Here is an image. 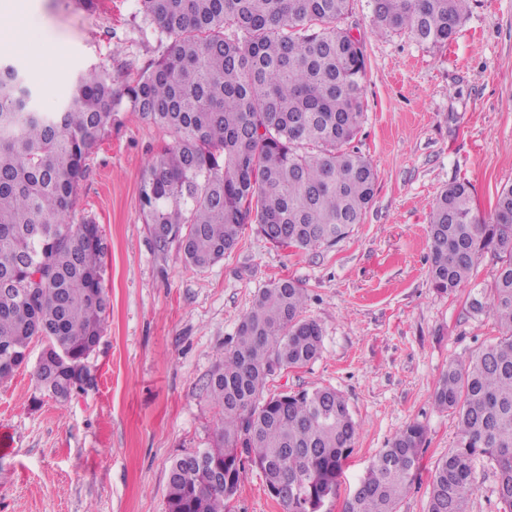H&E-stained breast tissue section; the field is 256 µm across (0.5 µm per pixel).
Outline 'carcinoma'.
I'll return each instance as SVG.
<instances>
[{"label":"carcinoma","mask_w":512,"mask_h":512,"mask_svg":"<svg viewBox=\"0 0 512 512\" xmlns=\"http://www.w3.org/2000/svg\"><path fill=\"white\" fill-rule=\"evenodd\" d=\"M141 2L172 41L121 94L91 68L59 111L39 112L22 74L0 63V381L41 340L50 356L36 361L37 388L59 402L84 389L76 369L104 331L106 248L98 225L75 223L72 210L121 97L174 138L143 174L139 201L156 250L177 247L193 269L223 259L252 222L276 246H332L376 192L374 164L351 147L365 119V56L341 27L349 0ZM371 3L379 35L404 32L435 48L454 38L470 0ZM429 240L432 287L469 289L470 308L490 315L500 336L467 365L449 364L434 391L459 439L434 470L426 512H468L477 455L494 463L502 512H512V185L482 218L469 185H449L432 206ZM488 252L499 267L487 291L471 277ZM305 302L285 279L254 296L209 381L220 410L213 443L173 462L166 512H226L247 463L285 512H321L336 493L361 430L347 401L328 387L264 395L276 372L321 354L322 328L302 316ZM424 441L418 423L399 430L343 512H396ZM285 472L300 493L277 490Z\"/></svg>","instance_id":"obj_1"}]
</instances>
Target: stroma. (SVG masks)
I'll return each instance as SVG.
<instances>
[{
	"mask_svg": "<svg viewBox=\"0 0 512 512\" xmlns=\"http://www.w3.org/2000/svg\"><path fill=\"white\" fill-rule=\"evenodd\" d=\"M24 12L23 28L8 22ZM370 0H350L342 25L364 50L365 120L353 142L377 170L361 224L331 247H277L245 227L235 250L204 270L177 249L157 252L138 198L169 134L119 106L87 159L72 211L108 246L111 308L88 365L93 381L68 402L39 395L33 367L0 382V512H166L177 458L209 447L219 417L208 381L261 288L295 281L303 315L323 330L320 357L277 372L269 392L335 388L362 425L323 512L348 496L397 431H426L414 483L397 512H426L431 475L458 440L432 400L449 363L466 364L498 334L467 290L437 292L428 269V219L437 195L468 183L478 215L512 184V0H473L447 46L379 36ZM171 43L141 0H0V60L14 65L37 107L58 109L72 77L100 68L132 84ZM469 512H501L494 467L473 463ZM228 512H284L247 468Z\"/></svg>",
	"mask_w": 512,
	"mask_h": 512,
	"instance_id": "1",
	"label": "stroma"
}]
</instances>
